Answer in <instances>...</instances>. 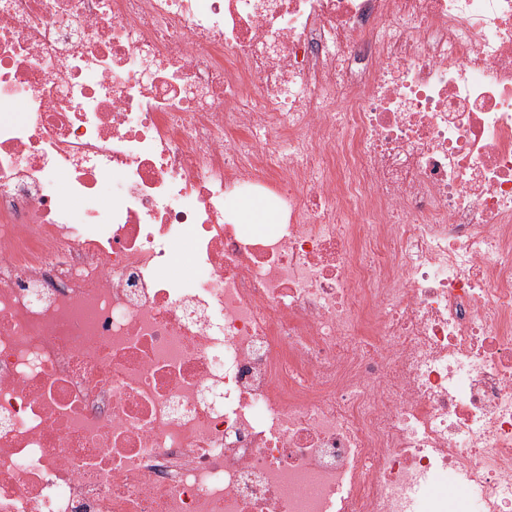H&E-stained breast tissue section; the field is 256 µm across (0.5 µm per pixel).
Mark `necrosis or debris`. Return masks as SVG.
Returning a JSON list of instances; mask_svg holds the SVG:
<instances>
[{
	"label": "necrosis or debris",
	"mask_w": 512,
	"mask_h": 512,
	"mask_svg": "<svg viewBox=\"0 0 512 512\" xmlns=\"http://www.w3.org/2000/svg\"><path fill=\"white\" fill-rule=\"evenodd\" d=\"M441 472L512 512V0H0V512ZM232 208L240 216L242 224H246L249 227L261 228L275 224L273 214L261 201L245 204L239 200L235 207L232 206Z\"/></svg>",
	"instance_id": "necrosis-or-debris-1"
}]
</instances>
